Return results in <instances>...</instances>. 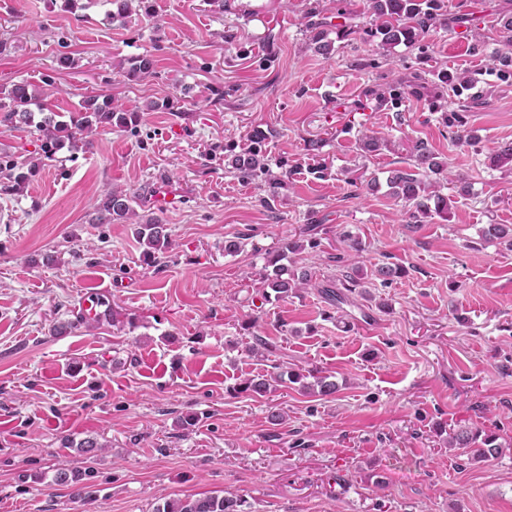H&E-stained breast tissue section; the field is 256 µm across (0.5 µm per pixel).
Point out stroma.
Segmentation results:
<instances>
[{"label":"stroma","mask_w":512,"mask_h":512,"mask_svg":"<svg viewBox=\"0 0 512 512\" xmlns=\"http://www.w3.org/2000/svg\"><path fill=\"white\" fill-rule=\"evenodd\" d=\"M307 2L153 0V18L122 28L105 22L107 0L79 16L62 0H0V40L12 45L0 92L31 83L63 114L109 93L142 115L135 130L102 132L92 152L65 146L50 160L29 130L0 132V152L40 163L22 192L0 195V512H154L230 494L244 512H512V251L481 234L512 225V168L489 161L512 142V86L489 71L503 47L495 19L512 0H478L479 53L439 29L422 64L355 35L329 34L320 54L301 24ZM63 51L74 60L64 70ZM144 53L155 76L127 81L124 63ZM417 66L481 78L488 103L468 116L476 145L452 143L426 98L354 111L366 86ZM364 127L379 151L360 150ZM259 129L283 182L272 201L264 181L227 166ZM315 138L326 141L321 178L305 150ZM417 140L465 176L441 189L447 215L418 223L388 186ZM110 189L167 224L163 262L144 261L134 221L93 223ZM160 192L174 207L157 206ZM242 232L244 250L225 253ZM344 232L362 243L361 272L402 268L373 291L388 312L334 313L314 290L255 306L241 272L261 270L266 249L316 237L294 260L324 279ZM93 297L117 322L51 335ZM256 336L266 357L245 351ZM274 364L329 371L338 390L237 392ZM189 413L198 422L186 429ZM457 425L497 434L501 454L467 461L448 445ZM88 438L97 449L82 448ZM62 466L84 475L81 498L55 483Z\"/></svg>","instance_id":"stroma-1"}]
</instances>
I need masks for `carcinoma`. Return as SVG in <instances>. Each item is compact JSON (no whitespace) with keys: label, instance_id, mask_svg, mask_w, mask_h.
<instances>
[{"label":"carcinoma","instance_id":"1","mask_svg":"<svg viewBox=\"0 0 512 512\" xmlns=\"http://www.w3.org/2000/svg\"><path fill=\"white\" fill-rule=\"evenodd\" d=\"M116 6V10L105 14L106 22L124 27L129 22L132 12L146 17L152 15L151 0H108ZM306 31L311 33L310 40L319 52L327 53L331 49L325 41L328 30L334 28L339 35L347 37L359 33L366 39L378 40L377 46L387 52L390 49L404 45L417 52L416 58L422 60L428 52L424 42L430 31L446 27H455L466 22L474 21L473 14L464 13L448 17L444 0H366L363 11L353 15L345 10L337 9L336 18L344 19L342 23H332L331 17L322 14L319 3L309 4L304 14ZM500 29L507 34L509 43L506 49L492 57L493 70L502 82H512V16L497 18ZM155 74V60L150 54L139 55L129 62L125 77L129 82H140ZM478 79L473 75L457 74L450 71L441 73L438 80L426 77V72L415 69L397 84H375L363 91V97L369 101L375 100L398 107L405 95L422 97L430 93L432 104L442 110L441 122L448 128L450 139L457 143L473 144L477 138L467 129V112L469 109L484 104L482 95H473L469 101L458 105L455 109L443 110L440 102L447 98L461 99L464 93L475 87ZM59 113L45 111L41 95L34 86L20 82L13 86L9 101L0 102V126L4 130L28 127L42 137L41 150L45 158L53 157L54 152L65 142L79 143L85 151L93 150L95 136L112 128L133 129L141 121L140 113L130 112L112 100V96L103 94L84 95L79 102V108L69 113V120H58ZM266 136L256 134L250 144L230 162L233 173L243 181H252L265 176L269 172V159L263 149ZM38 164L18 161L15 157L0 154V195H12L28 182L36 172ZM432 175L441 176L453 182L448 172V165L432 152L427 144L419 140L413 146L409 169H397L392 172L389 184L392 194L403 201L404 206L412 209L409 218L416 219L419 215H427L429 206L420 199L422 178ZM136 196L121 192H107L95 206L96 224H111L127 218L135 213L132 203ZM486 240L504 241L507 249L512 251V228L506 224L489 223L482 229ZM137 238L143 246L146 258H156L163 255L169 248L170 234L167 225L157 216L146 218L137 229ZM318 242L310 239L308 244L301 241L284 240L273 252L267 254L265 265L259 277L261 300L268 303L273 299L282 300L296 293V289L304 286L313 288L322 295L329 307L341 310L343 306H355L358 299H373L366 290V285L360 277L359 270L349 266V255L339 253L333 257V262L339 268L336 277L321 283L313 281L312 275L305 267H299L288 261V255L300 252L306 248H315ZM400 267L390 263H382L374 267L371 277L385 287L400 276ZM101 307L103 311L96 312ZM116 311L106 299L96 298L94 305L77 312L75 320L61 322L53 327V334L62 335L80 325L88 327L112 318L117 320ZM288 381L298 385L302 394H318L333 396L338 391V385L333 375L320 369L313 368L307 373L286 372L284 370L268 379L264 375L247 378L238 384L236 391L250 395L264 396L272 389V383ZM448 443L451 447L461 450V454L469 460H485L495 458L500 454V445L494 435H480L469 428L450 429ZM243 501L235 496H207L194 500H168L156 512H242Z\"/></svg>","mask_w":512,"mask_h":512}]
</instances>
